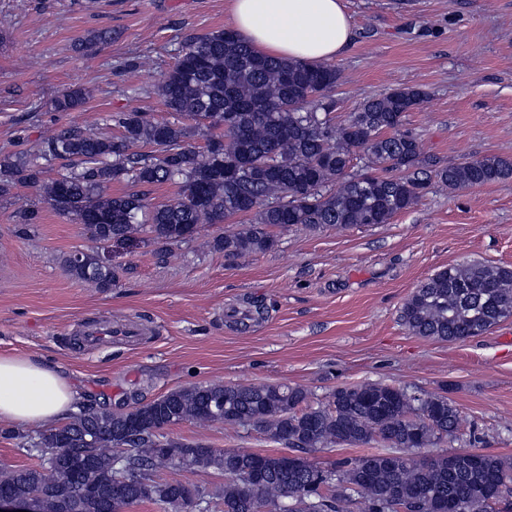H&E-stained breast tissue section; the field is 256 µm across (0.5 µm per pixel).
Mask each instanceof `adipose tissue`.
Returning <instances> with one entry per match:
<instances>
[{"label":"adipose tissue","instance_id":"ef3b65f1","mask_svg":"<svg viewBox=\"0 0 512 512\" xmlns=\"http://www.w3.org/2000/svg\"><path fill=\"white\" fill-rule=\"evenodd\" d=\"M232 29L258 53L322 64L353 37L343 0H227ZM83 401L68 376L43 358L0 354V423L50 429Z\"/></svg>","mask_w":512,"mask_h":512}]
</instances>
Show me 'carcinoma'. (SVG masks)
Segmentation results:
<instances>
[{
	"label": "carcinoma",
	"instance_id": "obj_1",
	"mask_svg": "<svg viewBox=\"0 0 512 512\" xmlns=\"http://www.w3.org/2000/svg\"><path fill=\"white\" fill-rule=\"evenodd\" d=\"M336 66L277 60L255 52L230 29L188 38L176 65L157 86L168 111L206 129V144L188 143L181 121L153 122L133 110L115 119L119 134L69 128L36 154L0 165V196L34 186L60 214L78 224L97 221L95 238L124 241L146 233L171 244L192 237L200 224L253 215L250 224L218 237L213 248L233 256L272 249L271 228L325 225L349 229L388 224L426 193L432 178L451 190L512 179V159H465L429 170L419 140L401 130L405 113L426 93L398 87L360 102L337 127L329 93ZM83 93L68 90L60 112L80 106ZM155 146L158 153L143 151ZM362 152L363 172L351 174ZM64 159L69 171L44 181L48 163ZM171 184L178 196L151 205L145 194L105 193L112 182ZM67 272L102 290L112 269L95 253L67 259ZM512 317V267L481 262L450 265L421 282L401 310L416 336L465 341ZM182 421L252 425L294 451L328 444H365L378 436L393 451L346 460L332 471L312 463L282 465V456L247 450L217 451L174 442L189 467L224 473V487L158 481L152 472L171 462L160 432ZM459 410L440 396L416 398L374 383L340 388L326 406L286 385L198 384L174 389L126 412L84 407L60 427L36 432L42 463L0 471V492L41 494L40 512H126L143 502L170 512H209L220 498L224 512H343L361 499L363 512H486V495L501 484L512 490V463L484 454L471 461L406 456L429 448L460 425ZM130 448L129 477L118 482L114 448ZM64 468L63 481L54 468ZM293 507L283 509L284 502Z\"/></svg>",
	"mask_w": 512,
	"mask_h": 512
}]
</instances>
